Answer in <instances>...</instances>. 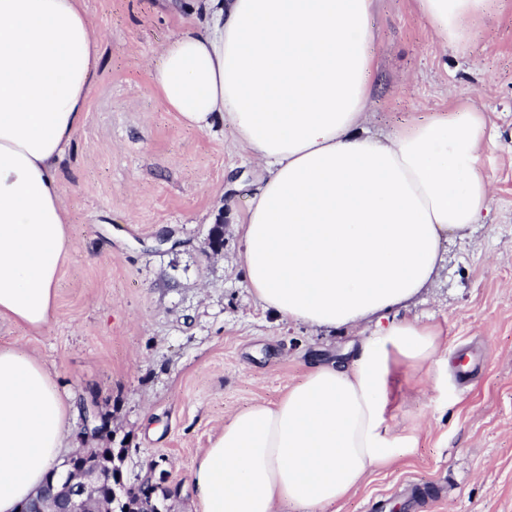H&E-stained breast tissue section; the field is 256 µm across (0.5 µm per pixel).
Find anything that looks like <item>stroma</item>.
I'll list each match as a JSON object with an SVG mask.
<instances>
[{
  "mask_svg": "<svg viewBox=\"0 0 512 512\" xmlns=\"http://www.w3.org/2000/svg\"><path fill=\"white\" fill-rule=\"evenodd\" d=\"M99 37L85 121L57 166L71 222L53 314L32 331L0 323V348L45 364L75 411L61 455L127 448L123 481L159 465L178 486L170 512H194L195 458L235 412L272 404L356 335L266 311L240 267L236 223L259 164L222 117L181 125L152 81L176 35L205 29L197 0H83ZM368 133L455 105L496 128L481 165L492 219L443 244L444 261L401 319L440 334L432 363L401 369L387 414L415 448L369 474L330 512H512V0L472 21L466 48L443 47L414 0H374ZM224 245L209 248L214 227ZM111 420L83 427V409Z\"/></svg>",
  "mask_w": 512,
  "mask_h": 512,
  "instance_id": "1",
  "label": "stroma"
}]
</instances>
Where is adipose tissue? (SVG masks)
<instances>
[{"label": "adipose tissue", "instance_id": "adipose-tissue-1", "mask_svg": "<svg viewBox=\"0 0 512 512\" xmlns=\"http://www.w3.org/2000/svg\"><path fill=\"white\" fill-rule=\"evenodd\" d=\"M439 42L465 46L496 0H415ZM373 0H206L152 79L181 123L222 116L266 171L240 220V262L263 309L296 324L372 327L273 405L225 421L191 471L196 512H327L409 436L387 412L399 365L433 360L434 325L396 319L432 282L444 241L484 223L485 114L457 106L386 137L362 134ZM99 41L82 0H0V323L45 326L69 214L56 162L82 126ZM69 408L49 370L0 349V512L57 462Z\"/></svg>", "mask_w": 512, "mask_h": 512}]
</instances>
